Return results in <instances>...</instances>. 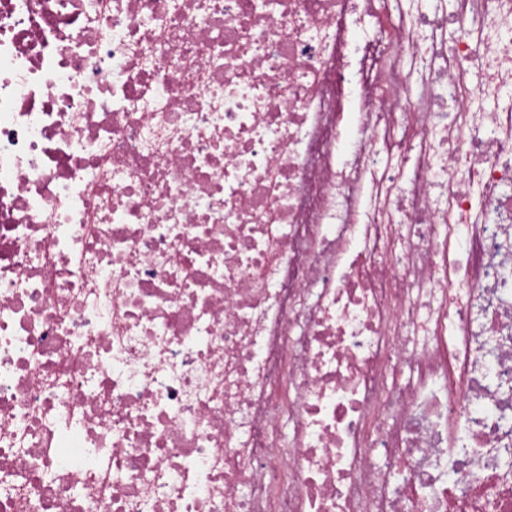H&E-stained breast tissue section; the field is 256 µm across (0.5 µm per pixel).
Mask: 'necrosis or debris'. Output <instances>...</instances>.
I'll return each instance as SVG.
<instances>
[{
    "label": "necrosis or debris",
    "mask_w": 512,
    "mask_h": 512,
    "mask_svg": "<svg viewBox=\"0 0 512 512\" xmlns=\"http://www.w3.org/2000/svg\"><path fill=\"white\" fill-rule=\"evenodd\" d=\"M390 3L0 0V512H512V0Z\"/></svg>",
    "instance_id": "obj_1"
}]
</instances>
